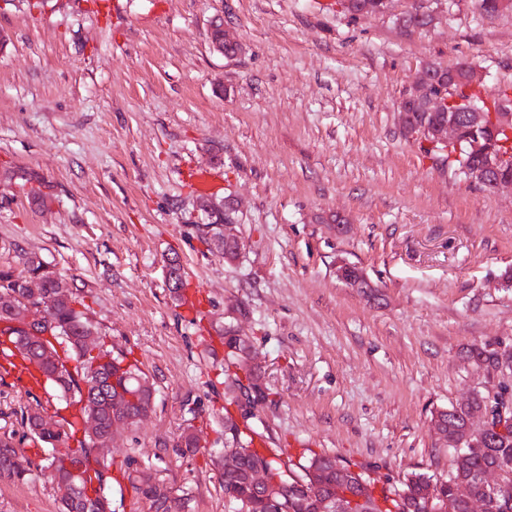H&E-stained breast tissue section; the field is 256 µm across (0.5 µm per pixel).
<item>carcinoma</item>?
Masks as SVG:
<instances>
[{
    "label": "carcinoma",
    "mask_w": 512,
    "mask_h": 512,
    "mask_svg": "<svg viewBox=\"0 0 512 512\" xmlns=\"http://www.w3.org/2000/svg\"><path fill=\"white\" fill-rule=\"evenodd\" d=\"M351 18L368 12H381L386 0H336ZM480 11L494 15L512 10V0H477ZM432 72L424 93L411 101L402 123L406 134L431 132L425 137L430 147L425 152L436 163L446 165L475 186L480 183L475 171L481 169L480 154L466 142L459 144L441 140L434 135L436 126L448 121V113L464 114L475 107L485 115L486 142L505 156L512 165V126L504 127L492 121L498 113L500 98L512 97V86L499 90L497 97L487 99L483 84L474 80L475 69L467 63L442 69L426 66ZM453 90L460 102L445 105L440 112H430L427 101ZM199 210L212 216L203 225L199 239L207 250L230 263L238 258L234 248L224 242L223 209L207 210L213 201L198 197ZM23 269L0 267V379L31 365L39 374L37 385L48 398L33 397L22 415L33 443L47 451L43 469L56 494L59 512H112L97 507L96 501L110 502L105 489L111 482L112 438L125 428H132L150 417L155 406V389L137 363L127 356L114 353L86 305L61 274L37 257L22 254ZM185 288L181 267L172 262L169 268V289L175 300ZM246 309L236 307L224 322V402L239 405L238 392L253 390L252 403L258 407L268 401L270 393L257 370L240 377V353L256 351L253 342L239 335L238 320ZM470 356L479 365H512V350H488L475 347ZM119 375L117 385H111L99 395L97 385L113 375ZM485 406V394L476 393L467 401L446 412H434L430 422L438 432L451 436L462 444L454 457V468L446 480L433 478L424 472L405 476L400 487L382 490V499L371 494L373 480L361 470L335 456L315 455L300 465L301 473L284 469L279 455L263 452L254 446L252 436L245 434L237 422L224 413V436L230 446L239 449L235 463L224 468L222 487L229 500L246 512H317V497H332L341 502L346 496L362 501L365 512H433L434 503L448 497L460 498L459 512H467L463 496L491 499L490 512H512V428L505 435H490L480 441L473 437L467 418ZM181 455L194 456L204 445L193 425L182 428L176 441ZM263 467L273 476L288 477V488L275 484L256 492L251 474ZM490 470L501 473L495 492L488 491L480 475ZM26 469L12 442V437L0 438V475L22 480ZM127 479L141 499L151 501L154 512H171L164 491V479L136 468L126 471Z\"/></svg>",
    "instance_id": "carcinoma-1"
}]
</instances>
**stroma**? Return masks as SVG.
Segmentation results:
<instances>
[{
    "label": "stroma",
    "mask_w": 512,
    "mask_h": 512,
    "mask_svg": "<svg viewBox=\"0 0 512 512\" xmlns=\"http://www.w3.org/2000/svg\"><path fill=\"white\" fill-rule=\"evenodd\" d=\"M31 2L0 0V267L22 266L11 243L49 263L154 382L150 418L113 438L112 512H149L130 464L187 491L189 512H238L210 460L224 446V359L205 352L233 304L265 363L272 401L248 425L269 447L295 464L335 455L393 485L447 478L454 451L432 412L476 391L512 398V374L467 356L512 349V190L437 164L403 135L400 104L428 63L481 68L489 98L512 83V11L429 0L432 25L406 30L415 0L360 19L334 0ZM217 23L235 54L214 48ZM192 164L212 169L209 197L237 203L235 262L198 239ZM7 169L38 174L46 207ZM174 256L204 318L169 291ZM341 258L378 301L337 279ZM189 398L207 451L181 457ZM30 402L15 377L0 382V436L27 457ZM58 507L39 469L0 478V512Z\"/></svg>",
    "instance_id": "35a3bbf8"
}]
</instances>
